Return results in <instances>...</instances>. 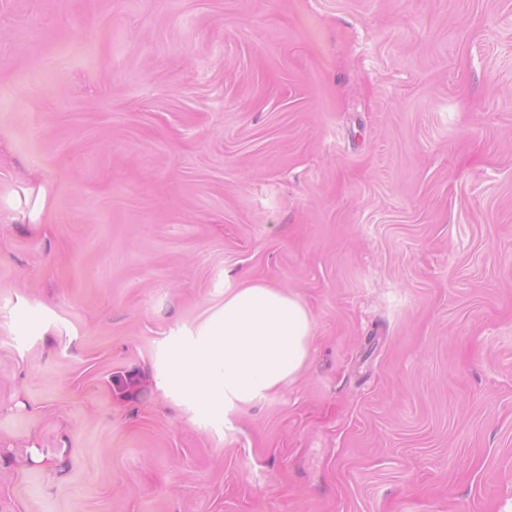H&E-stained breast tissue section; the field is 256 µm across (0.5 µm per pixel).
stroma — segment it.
Instances as JSON below:
<instances>
[{"label": "stroma", "mask_w": 512, "mask_h": 512, "mask_svg": "<svg viewBox=\"0 0 512 512\" xmlns=\"http://www.w3.org/2000/svg\"><path fill=\"white\" fill-rule=\"evenodd\" d=\"M41 185L0 221V512L512 502V0H0V211ZM247 281L312 344L213 421L157 375Z\"/></svg>", "instance_id": "stroma-1"}]
</instances>
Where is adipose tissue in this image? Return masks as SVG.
<instances>
[{
    "instance_id": "ef3b65f1",
    "label": "adipose tissue",
    "mask_w": 512,
    "mask_h": 512,
    "mask_svg": "<svg viewBox=\"0 0 512 512\" xmlns=\"http://www.w3.org/2000/svg\"><path fill=\"white\" fill-rule=\"evenodd\" d=\"M314 319L297 295L261 281L224 292V306L199 339H173L160 388L208 418L281 390L302 371Z\"/></svg>"
}]
</instances>
